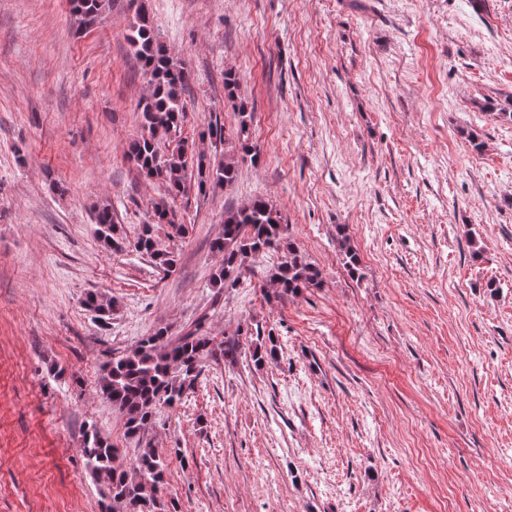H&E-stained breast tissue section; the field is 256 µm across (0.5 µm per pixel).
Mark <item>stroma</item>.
Segmentation results:
<instances>
[{
  "mask_svg": "<svg viewBox=\"0 0 512 512\" xmlns=\"http://www.w3.org/2000/svg\"><path fill=\"white\" fill-rule=\"evenodd\" d=\"M190 73L182 138L237 141L236 73L259 165L171 206L164 270L133 243L160 185L123 153L150 90L110 0H0V512H99L87 428L139 440L97 391L104 366L158 328L210 337L193 393L143 440L178 449L180 512H512V0H146ZM270 199L324 283L266 296L280 256L213 288L224 213ZM112 204L127 246L91 215ZM344 225L361 258L347 271ZM480 254H472L471 243ZM115 299L109 323L82 304ZM260 329L278 362L242 337ZM64 368L54 376L53 367ZM95 233L98 239L107 248L118 251L124 247V238L119 233L118 225L114 223V216L109 205H101L94 214ZM336 241L338 243L344 265L348 268L349 272L353 276L357 275L360 271L361 259L358 252L351 245L350 238L346 234L344 225H337ZM256 345L252 351L251 359L256 366L265 363H275L278 361V348L275 337L272 333L267 336H261L259 329L256 330Z\"/></svg>",
  "mask_w": 512,
  "mask_h": 512,
  "instance_id": "1",
  "label": "stroma"
}]
</instances>
